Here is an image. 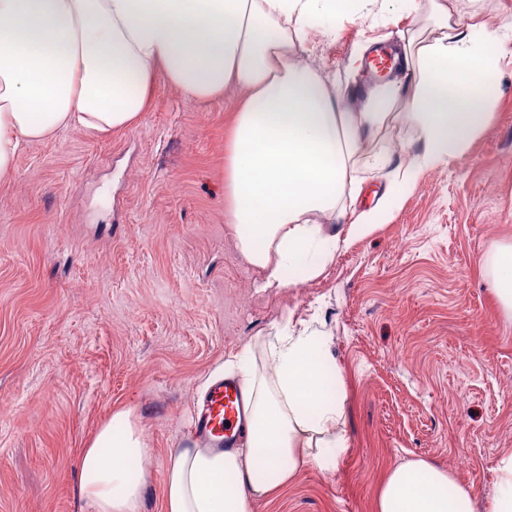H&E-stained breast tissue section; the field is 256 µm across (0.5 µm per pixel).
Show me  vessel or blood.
<instances>
[{
	"mask_svg": "<svg viewBox=\"0 0 512 512\" xmlns=\"http://www.w3.org/2000/svg\"><path fill=\"white\" fill-rule=\"evenodd\" d=\"M243 414L241 393L234 382L222 380L208 390L204 403L195 422L197 438L226 447L238 439L234 426Z\"/></svg>",
	"mask_w": 512,
	"mask_h": 512,
	"instance_id": "1",
	"label": "vessel or blood"
}]
</instances>
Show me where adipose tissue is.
<instances>
[{
  "label": "adipose tissue",
  "instance_id": "1",
  "mask_svg": "<svg viewBox=\"0 0 512 512\" xmlns=\"http://www.w3.org/2000/svg\"><path fill=\"white\" fill-rule=\"evenodd\" d=\"M426 15L401 31L399 77L364 90L300 65L314 17L368 6ZM512 36L464 24L456 0H0V178L21 148L78 128L106 135L136 124L156 77L186 100L240 87L224 173L226 209L241 254L266 288L317 278L352 235L384 223L418 171L464 152L490 124L479 78L496 71ZM412 130L419 151L394 163L387 140ZM386 185L355 213L367 175ZM487 270L512 317V245ZM224 373L249 412L236 447L193 441L168 454L164 512H253L312 466L334 471L349 446L345 396L329 340L290 316L244 344ZM134 412L120 409L82 448L78 490L93 512H142L153 456ZM377 512H474L447 470L409 460L385 477Z\"/></svg>",
  "mask_w": 512,
  "mask_h": 512
}]
</instances>
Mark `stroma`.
I'll return each mask as SVG.
<instances>
[{
    "mask_svg": "<svg viewBox=\"0 0 512 512\" xmlns=\"http://www.w3.org/2000/svg\"><path fill=\"white\" fill-rule=\"evenodd\" d=\"M416 22L356 15L328 40L308 29L299 62L369 81L353 54L395 48ZM241 95L190 102L156 79L136 125L27 144L0 180V512H93L78 455L120 407L155 448L144 512H163L168 452L209 378L286 314L332 334L349 448L254 512H376L383 478L412 459L446 468L484 512L512 448V321L485 268L512 244V47L490 126L288 290L260 288L224 222Z\"/></svg>",
    "mask_w": 512,
    "mask_h": 512,
    "instance_id": "35a3bbf8",
    "label": "stroma"
}]
</instances>
